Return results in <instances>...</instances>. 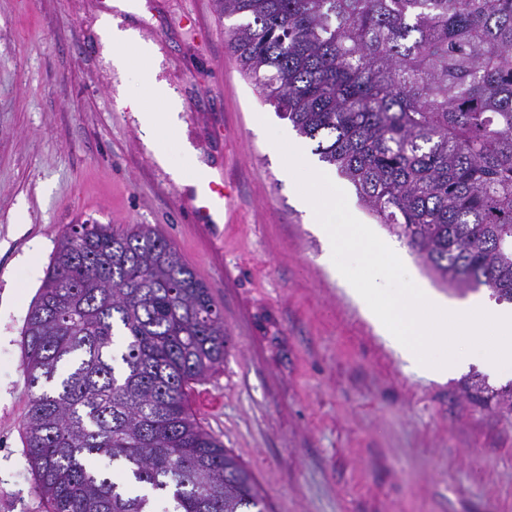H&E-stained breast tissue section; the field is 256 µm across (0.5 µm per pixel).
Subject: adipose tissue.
I'll return each mask as SVG.
<instances>
[{
	"label": "adipose tissue",
	"mask_w": 512,
	"mask_h": 512,
	"mask_svg": "<svg viewBox=\"0 0 512 512\" xmlns=\"http://www.w3.org/2000/svg\"><path fill=\"white\" fill-rule=\"evenodd\" d=\"M103 40L112 50L117 69L136 70L144 91L133 95L128 104L137 115L144 142L160 163H167L164 136L179 129L181 105L156 77L154 47L139 43L132 31L118 28L108 15L103 18Z\"/></svg>",
	"instance_id": "1"
}]
</instances>
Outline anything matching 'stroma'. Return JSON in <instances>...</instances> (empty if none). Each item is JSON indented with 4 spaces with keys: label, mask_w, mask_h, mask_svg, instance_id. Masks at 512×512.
Wrapping results in <instances>:
<instances>
[{
    "label": "stroma",
    "mask_w": 512,
    "mask_h": 512,
    "mask_svg": "<svg viewBox=\"0 0 512 512\" xmlns=\"http://www.w3.org/2000/svg\"><path fill=\"white\" fill-rule=\"evenodd\" d=\"M119 26L156 47L188 143L230 198L194 223L190 188L142 142L99 34L96 0H0V512H44L21 428V331L56 240L86 221L152 224L211 288L223 366L191 408L254 473L271 512H512V415L463 376L408 373L345 286L291 187L269 129L299 137L225 43L217 0H134Z\"/></svg>",
    "instance_id": "obj_1"
}]
</instances>
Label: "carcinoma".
<instances>
[{
	"label": "carcinoma",
	"instance_id": "cac0c4a2",
	"mask_svg": "<svg viewBox=\"0 0 512 512\" xmlns=\"http://www.w3.org/2000/svg\"><path fill=\"white\" fill-rule=\"evenodd\" d=\"M242 71L438 283L512 303V0H220ZM46 512H268L191 409L211 289L150 224H71L22 330ZM471 397L512 411V386Z\"/></svg>",
	"mask_w": 512,
	"mask_h": 512
}]
</instances>
